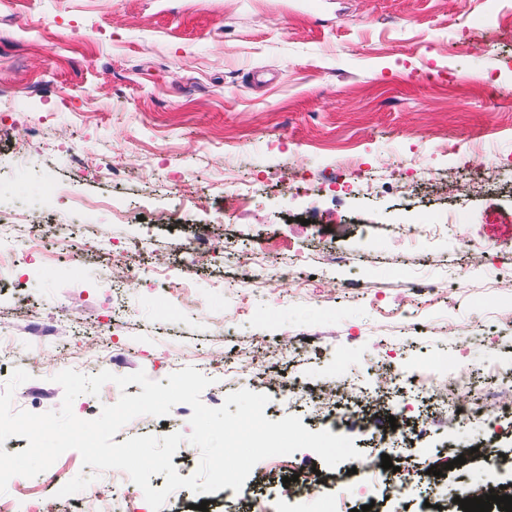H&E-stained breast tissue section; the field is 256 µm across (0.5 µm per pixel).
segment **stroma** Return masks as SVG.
<instances>
[{"label": "stroma", "instance_id": "35a3bbf8", "mask_svg": "<svg viewBox=\"0 0 512 512\" xmlns=\"http://www.w3.org/2000/svg\"><path fill=\"white\" fill-rule=\"evenodd\" d=\"M0 179L17 199L0 200L12 223L0 241L13 270L0 283V335L38 361L19 385L14 410L59 409L65 369L87 375L145 371L162 381L209 360L237 363L214 372L201 395L264 392L253 359L259 348L301 330L330 334L327 345L278 363L283 377L318 384L341 376L372 384L393 361L417 371L445 357L448 324H495L512 312V22H488L482 0H0ZM495 135L478 146L493 173L490 191L457 193L454 160L442 144L475 129ZM168 159L191 172L183 183L155 168ZM356 159L350 184L326 174ZM413 184L403 194L371 181L379 169ZM303 179L284 195L283 172ZM255 182L246 213L216 223L224 185ZM202 197L204 208L192 200ZM168 214L169 224L159 223ZM450 217L451 230L409 236L400 225ZM474 225L499 251L466 265L460 225ZM108 253L94 251L97 240ZM148 250H139L141 240ZM204 241L203 261L176 246ZM277 267L274 289L248 296L227 288L255 240ZM310 257L306 270L280 267L287 250ZM344 253L346 265L323 263ZM135 259L139 286L102 280L113 255ZM165 259L157 268V259ZM358 287H349V280ZM443 288L442 298L399 304V282ZM362 453L424 458L442 442L428 430L412 446L372 444L343 428ZM319 470L322 496L286 498L279 476ZM469 462L443 477L419 474L404 494L361 477L341 479L313 451L283 458L280 475L253 469L241 490L201 497L177 490L167 512H461L455 487L479 474ZM90 476L85 495L114 489L139 500L121 470L94 473L78 451L64 452L27 479L13 512H72L55 485Z\"/></svg>", "mask_w": 512, "mask_h": 512}]
</instances>
